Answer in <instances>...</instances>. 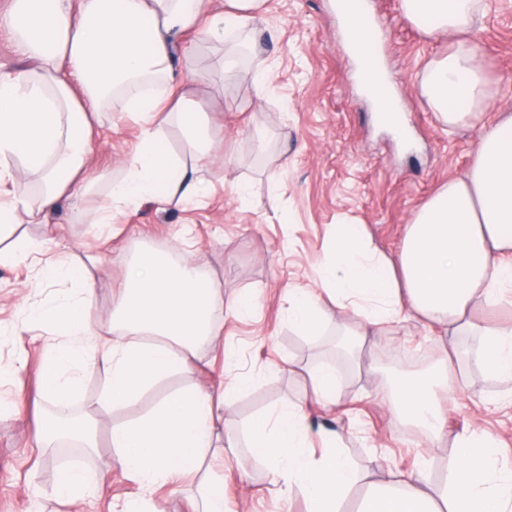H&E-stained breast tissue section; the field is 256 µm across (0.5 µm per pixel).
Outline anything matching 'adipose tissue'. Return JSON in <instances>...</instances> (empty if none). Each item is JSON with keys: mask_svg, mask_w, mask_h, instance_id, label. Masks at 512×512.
Returning a JSON list of instances; mask_svg holds the SVG:
<instances>
[{"mask_svg": "<svg viewBox=\"0 0 512 512\" xmlns=\"http://www.w3.org/2000/svg\"><path fill=\"white\" fill-rule=\"evenodd\" d=\"M213 2L11 0L0 15V30L27 65L0 72V236L10 234L22 214L31 223H47L78 186L92 153L91 117L105 108L139 118L140 135L123 177L98 200L95 223H111L114 213L156 198L170 205L206 197L197 164L213 158L217 141L206 112L189 95H176L187 81L176 77L173 54L191 30L220 41L247 27L266 0H230L228 14L215 12ZM481 6L482 0H400L405 17L431 37L469 32ZM478 53L476 45L459 44L425 71L421 93L448 127L481 116L486 77L475 63ZM171 125L181 130L194 163L168 149L164 131ZM21 170L39 175L35 196L14 194ZM49 244L46 237L26 239L13 251L20 259H42V281L62 286L56 299L31 304L25 317L71 337L67 346L45 348L51 362L42 378L46 399H61L73 389L76 365L98 364L107 375L102 402L127 404L163 376L185 370L198 347L222 343L220 317L251 312L240 299L224 298L201 262L147 249L131 262L113 314L126 342L97 346L87 312L98 282L83 268L48 258ZM325 296L368 327L404 315L443 325L447 340L438 347L436 370L393 391L396 412L432 441L444 437L440 400L457 380L453 337H478L477 361L512 379V328L471 317L478 305H512V117L485 127L466 177L449 181L415 212L394 257L379 252L366 231L337 225L318 287L288 295V319L298 331L310 336L329 323ZM251 381L237 374L221 390L165 398L149 414L113 429L111 445L118 453L104 469L65 470L58 496L79 498L116 472L147 487L173 482L216 446L234 452L236 440L217 443L214 424ZM306 419L301 402L262 415L250 426V446L267 461L280 495L302 500L305 512H342L361 474L337 446L310 457ZM453 444L458 454L434 495L420 491L418 476L398 472L390 484L369 487L356 512H512V474L498 467L497 437L465 432Z\"/></svg>", "mask_w": 512, "mask_h": 512, "instance_id": "adipose-tissue-1", "label": "adipose tissue"}]
</instances>
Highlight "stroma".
<instances>
[{"mask_svg":"<svg viewBox=\"0 0 512 512\" xmlns=\"http://www.w3.org/2000/svg\"><path fill=\"white\" fill-rule=\"evenodd\" d=\"M368 6L377 23L370 49L395 78L409 138L397 137L379 121L360 92L336 0H267L249 32L221 41L192 34L186 40L191 54L174 53L175 71L193 76L190 95L215 122L221 145L220 157L201 167L211 186L202 202H147L116 214L110 224L80 217L123 173L138 141L140 127L129 114L102 111L77 193L61 200L53 224L16 226L14 236L52 238L54 256L85 264L101 282L89 311L98 345L120 338L112 324L114 300L133 254L144 247L164 252L182 238L192 242L195 258L206 263L224 295L251 299L255 310L225 320L223 345L199 348L189 369L161 378L120 409L101 404L106 376L94 365L81 371L70 398L44 401L43 346L60 342L55 327L0 335V364L16 367L13 376L0 379V400L9 405L0 412V512H113L126 500L138 501L144 512H192L204 474L223 482L231 512H304L301 501L275 492L267 463L245 445L253 417L297 400L306 403L313 451L326 440L342 439L368 485L386 482L390 471L421 466L423 488L433 491L448 475L452 436L466 428L496 435L500 459L512 464V382L476 363L478 337L457 340L460 381L442 406L448 439L435 445L392 408L396 384L437 360L434 324L400 320L346 354L337 334L359 330L354 314L333 312L332 324L314 336L299 333L285 314L289 289L314 287L318 269L332 254L336 225H366L380 252L396 254L415 211L448 180L465 176L483 128L512 114V0H484L468 35L481 49L490 98L480 123L456 129L438 120L420 91L423 71L448 52L453 37L425 35L402 15L398 0H368ZM245 39L251 42L246 60L234 61L232 78L220 80V61L234 60L236 43ZM240 184L247 187L242 198L235 192ZM283 210L289 213L285 224L279 221ZM38 270L30 259L0 264V322L18 324L29 300L56 297L54 284L32 292ZM322 364L334 365L340 378L336 403L329 407L313 400L308 378ZM240 367L254 379L230 401L219 428L241 441L236 454L208 456L201 473L179 478L176 494L167 483L147 489L118 475L93 495L74 502L57 498L65 466L96 471L114 457L113 427L144 415L174 392L217 390ZM47 410L93 416L96 448L58 462L53 450L38 443Z\"/></svg>","mask_w":512,"mask_h":512,"instance_id":"stroma-1","label":"stroma"}]
</instances>
